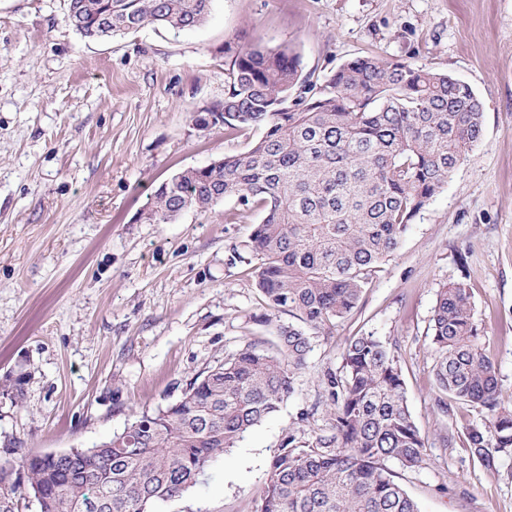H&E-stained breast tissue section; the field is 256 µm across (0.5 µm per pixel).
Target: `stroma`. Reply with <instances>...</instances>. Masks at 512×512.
Masks as SVG:
<instances>
[{"label": "stroma", "instance_id": "obj_1", "mask_svg": "<svg viewBox=\"0 0 512 512\" xmlns=\"http://www.w3.org/2000/svg\"><path fill=\"white\" fill-rule=\"evenodd\" d=\"M68 0H0V448L85 449L177 402L203 370L248 344L275 349L288 313L254 264L229 266L253 220L226 199L167 224L144 211L177 171L247 149L258 131L199 128L224 99L225 44L291 46L312 80L362 56L408 57L468 83L483 134L409 224L358 306L311 331L280 410L160 512H257L288 431H330L328 374L350 337L398 357L422 465L387 461L420 512H512V452L489 470L458 433L485 412L435 404L429 346L437 294L466 282L503 395L512 396V0H213L206 22L106 40L66 20ZM308 419H301V412Z\"/></svg>", "mask_w": 512, "mask_h": 512}]
</instances>
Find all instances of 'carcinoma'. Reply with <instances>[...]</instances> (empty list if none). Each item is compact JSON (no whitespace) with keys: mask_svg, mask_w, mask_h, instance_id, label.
<instances>
[{"mask_svg":"<svg viewBox=\"0 0 512 512\" xmlns=\"http://www.w3.org/2000/svg\"><path fill=\"white\" fill-rule=\"evenodd\" d=\"M211 2L68 0L67 21L88 39L146 26L181 31L202 25ZM224 56V101L195 122L262 135L243 152L173 174L147 219L166 224L225 198L236 204L227 223L259 213L246 245L258 260L257 288L270 306L322 329L356 308L380 261L480 140L482 103L468 83L405 58L357 57L317 83L289 47L227 44ZM430 346L437 406L485 410L488 425L462 434L482 465L496 468L512 450V400L503 398L464 283L438 292ZM277 347L247 345L196 376L176 403L87 450L1 449L0 512H19L24 493L40 512H154L182 499L294 393L310 337L281 326ZM325 391L331 432H288L257 512H419L384 465L416 468L426 454L394 352L371 333L351 337L342 373L328 375Z\"/></svg>","mask_w":512,"mask_h":512,"instance_id":"cac0c4a2","label":"carcinoma"}]
</instances>
